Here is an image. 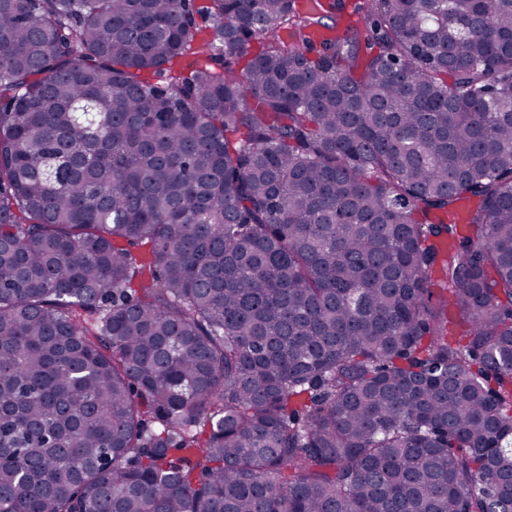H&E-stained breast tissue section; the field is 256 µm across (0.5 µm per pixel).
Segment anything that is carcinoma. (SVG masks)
Here are the masks:
<instances>
[{"label":"carcinoma","mask_w":512,"mask_h":512,"mask_svg":"<svg viewBox=\"0 0 512 512\" xmlns=\"http://www.w3.org/2000/svg\"><path fill=\"white\" fill-rule=\"evenodd\" d=\"M195 14L0 0V512H512V0ZM198 26L202 29V33L199 35L198 41L194 44L193 50L182 58L175 66L174 72L176 74H188L191 70L204 65L215 67L217 71H221L220 66L213 63L208 54L202 50L196 49L201 43V39L208 37L210 21L205 16L195 15Z\"/></svg>","instance_id":"1"}]
</instances>
